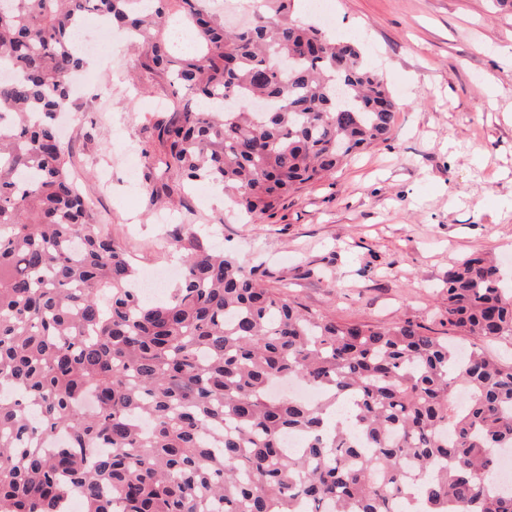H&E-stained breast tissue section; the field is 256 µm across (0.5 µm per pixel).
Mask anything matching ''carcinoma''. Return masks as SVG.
<instances>
[{"instance_id": "cac0c4a2", "label": "carcinoma", "mask_w": 512, "mask_h": 512, "mask_svg": "<svg viewBox=\"0 0 512 512\" xmlns=\"http://www.w3.org/2000/svg\"><path fill=\"white\" fill-rule=\"evenodd\" d=\"M276 2L229 33L206 0H0V512H63L75 494L84 512H512L494 483L512 365L410 320L309 311L198 242L179 286L146 300L75 185L55 116L88 65L73 43L88 14L174 88L157 181L218 186L257 220L386 141L397 102L358 43ZM172 4L192 38L177 51ZM441 325L512 342L493 261L448 270ZM285 379L322 398L272 394Z\"/></svg>"}]
</instances>
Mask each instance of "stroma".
Listing matches in <instances>:
<instances>
[{
  "mask_svg": "<svg viewBox=\"0 0 512 512\" xmlns=\"http://www.w3.org/2000/svg\"><path fill=\"white\" fill-rule=\"evenodd\" d=\"M331 38L358 40L399 103L390 139L288 196L273 217L224 219L223 190L159 192L176 220L160 224L144 183L146 150L170 97L160 74L122 75L132 54L97 59L63 136L80 188L110 213L108 235L154 271L177 267V238H206L260 267L264 282L341 322L409 319L439 328L451 266L512 255V10L491 0H330ZM133 69V68H132ZM111 84L106 111L96 109Z\"/></svg>",
  "mask_w": 512,
  "mask_h": 512,
  "instance_id": "stroma-1",
  "label": "stroma"
}]
</instances>
